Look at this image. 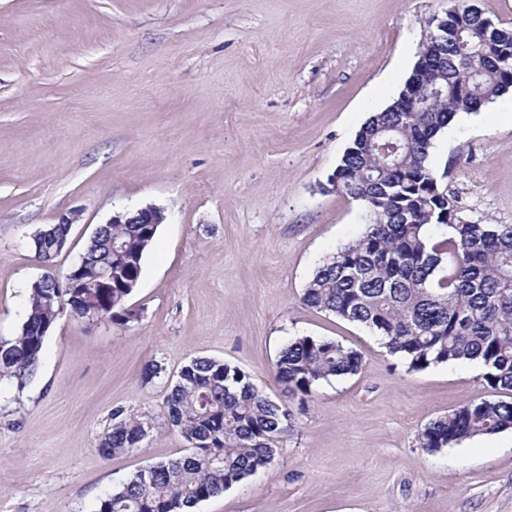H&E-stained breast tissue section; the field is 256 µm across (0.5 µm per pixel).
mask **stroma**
I'll use <instances>...</instances> for the list:
<instances>
[{"instance_id":"stroma-1","label":"stroma","mask_w":512,"mask_h":512,"mask_svg":"<svg viewBox=\"0 0 512 512\" xmlns=\"http://www.w3.org/2000/svg\"><path fill=\"white\" fill-rule=\"evenodd\" d=\"M451 3L0 0V336L47 269L35 231L78 213L53 261L63 272L117 213L165 214L126 302L136 319L62 313L24 389L0 388V512H91L145 464L185 454L162 407L193 358L284 399L274 363L292 336L339 341L362 365L286 399L273 462L196 512H512V429L419 443L448 411L512 393L475 362L411 370L302 302L314 269L365 229L361 203L330 184L341 156ZM428 162L465 220L512 224V91L458 114ZM118 408L155 430L106 459Z\"/></svg>"}]
</instances>
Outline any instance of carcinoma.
Returning a JSON list of instances; mask_svg holds the SVG:
<instances>
[{
    "instance_id": "carcinoma-1",
    "label": "carcinoma",
    "mask_w": 512,
    "mask_h": 512,
    "mask_svg": "<svg viewBox=\"0 0 512 512\" xmlns=\"http://www.w3.org/2000/svg\"><path fill=\"white\" fill-rule=\"evenodd\" d=\"M479 10L445 13V38L422 43L426 77L448 86L423 112H400L397 102L372 113L345 150L336 190L360 202L369 222L362 235L336 250L307 282L302 301L359 324L392 355L419 371L431 365L477 361L492 389L512 391V225L463 219L455 196L428 164L435 137L460 112H477L512 88V31L487 27ZM156 224H101L77 267L89 279L112 272V287H69L53 271L30 288L16 335L0 338V382L22 390L37 370L45 337L65 311L78 322L125 326ZM69 226L36 231L30 246L52 262ZM361 356L336 340L295 336L281 348L275 378L290 395H307L321 381L352 375ZM171 429L189 453L149 464L92 512H187L267 467L278 439L292 426L288 406L260 391L248 374L222 360L197 357L179 372L164 399ZM512 429V401L473 400L430 422L421 446L436 452L476 436ZM153 431L145 417L123 409L101 439L104 458L140 444Z\"/></svg>"
}]
</instances>
